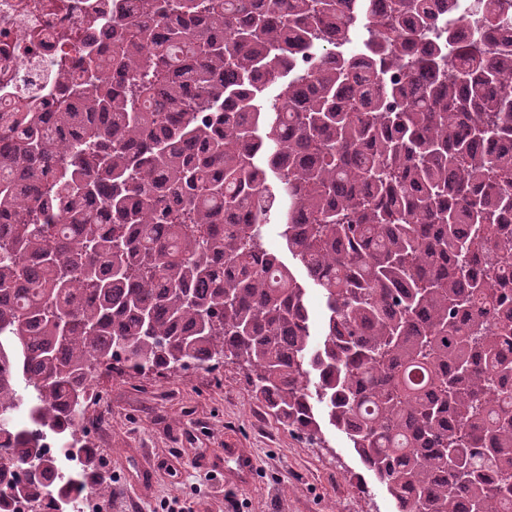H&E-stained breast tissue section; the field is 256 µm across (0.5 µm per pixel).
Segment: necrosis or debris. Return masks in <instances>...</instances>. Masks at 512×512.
Wrapping results in <instances>:
<instances>
[{"mask_svg":"<svg viewBox=\"0 0 512 512\" xmlns=\"http://www.w3.org/2000/svg\"><path fill=\"white\" fill-rule=\"evenodd\" d=\"M111 10L112 0H0V112L50 111L62 91L53 71L83 75L85 38L106 43Z\"/></svg>","mask_w":512,"mask_h":512,"instance_id":"4bbe7bcc","label":"necrosis or debris"}]
</instances>
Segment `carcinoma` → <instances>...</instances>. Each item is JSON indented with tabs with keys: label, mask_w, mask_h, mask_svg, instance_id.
<instances>
[{
	"label": "carcinoma",
	"mask_w": 512,
	"mask_h": 512,
	"mask_svg": "<svg viewBox=\"0 0 512 512\" xmlns=\"http://www.w3.org/2000/svg\"><path fill=\"white\" fill-rule=\"evenodd\" d=\"M446 9L119 0L67 100L0 112V472L39 461L0 512L83 487L42 440L85 447L101 370L219 360L396 512L512 507V5ZM269 245L272 249L278 250L281 253L282 260L295 271L297 277L305 286L306 298L312 317L316 322H319L325 313V306L321 293L312 283L304 280L302 271L298 268L291 255L282 248L273 228H270L269 231Z\"/></svg>",
	"instance_id": "obj_1"
}]
</instances>
